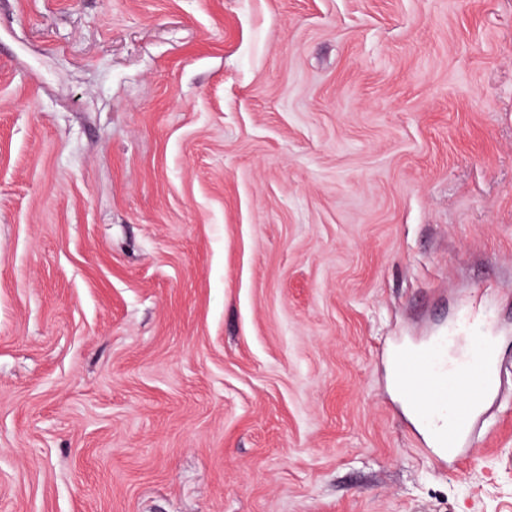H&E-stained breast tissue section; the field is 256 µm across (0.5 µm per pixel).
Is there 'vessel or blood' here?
<instances>
[{
	"label": "vessel or blood",
	"instance_id": "1",
	"mask_svg": "<svg viewBox=\"0 0 512 512\" xmlns=\"http://www.w3.org/2000/svg\"><path fill=\"white\" fill-rule=\"evenodd\" d=\"M462 326L471 335L464 351H456L454 337L439 330L427 343L402 346L392 356L391 386L424 447L443 467L467 461L482 409L497 392V337L467 318Z\"/></svg>",
	"mask_w": 512,
	"mask_h": 512
}]
</instances>
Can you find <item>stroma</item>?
<instances>
[{
  "label": "stroma",
  "instance_id": "35a3bbf8",
  "mask_svg": "<svg viewBox=\"0 0 512 512\" xmlns=\"http://www.w3.org/2000/svg\"><path fill=\"white\" fill-rule=\"evenodd\" d=\"M512 363V0H0V512H512L388 353Z\"/></svg>",
  "mask_w": 512,
  "mask_h": 512
}]
</instances>
